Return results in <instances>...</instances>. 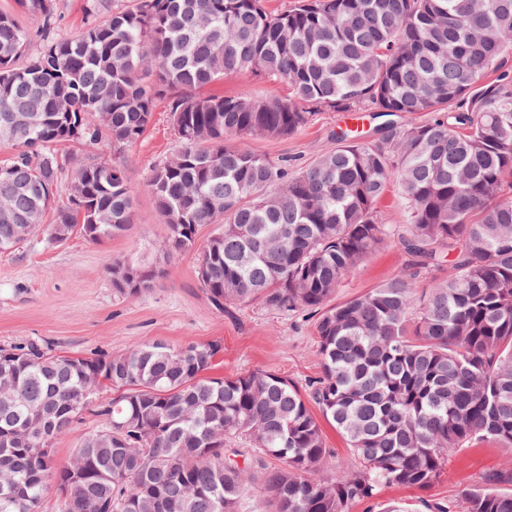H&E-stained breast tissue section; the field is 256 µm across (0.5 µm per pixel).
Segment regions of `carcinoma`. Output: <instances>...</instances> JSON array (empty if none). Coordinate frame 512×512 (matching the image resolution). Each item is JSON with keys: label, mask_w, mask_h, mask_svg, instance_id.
<instances>
[{"label": "carcinoma", "mask_w": 512, "mask_h": 512, "mask_svg": "<svg viewBox=\"0 0 512 512\" xmlns=\"http://www.w3.org/2000/svg\"><path fill=\"white\" fill-rule=\"evenodd\" d=\"M33 30L0 10V253L43 224L52 192L80 185L54 238L99 241L133 223L121 164L66 170L58 146L139 140L170 100L177 151L144 183L173 252L197 246L199 281L224 309L259 301L316 314L321 374L297 385L256 370L209 377L220 347L142 344L72 357L32 343L0 347V512H40L46 484L68 485L62 512H239L263 471L274 512H349L382 487L426 489L449 458L485 442L512 450V0H86L87 24L59 38L55 0H19ZM40 50L27 53L33 37ZM283 80L286 100L202 95L238 71ZM375 112L384 134L336 143L296 171L243 145L296 134L310 113ZM430 113L401 124L404 113ZM397 185L409 211L404 273L333 302L336 289L391 238L379 200ZM452 258L425 289L420 270ZM117 291L154 271L118 261ZM114 396L84 398L86 373ZM316 406L358 459L322 470ZM83 412L103 420L71 459L51 448ZM244 437L276 460L227 447ZM465 512H512V469L461 491ZM380 512H454L443 502Z\"/></svg>", "instance_id": "1"}]
</instances>
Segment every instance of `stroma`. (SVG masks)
Returning a JSON list of instances; mask_svg holds the SVG:
<instances>
[{
    "label": "stroma",
    "instance_id": "35a3bbf8",
    "mask_svg": "<svg viewBox=\"0 0 512 512\" xmlns=\"http://www.w3.org/2000/svg\"><path fill=\"white\" fill-rule=\"evenodd\" d=\"M211 90L256 99H282L288 94L285 83L247 71L226 75ZM353 123L345 113L319 111L294 135L251 137L245 145L296 170L331 146L338 129ZM354 124L364 137H377L378 125L371 113H363ZM176 145L169 102L162 99L143 136L122 151L89 145L64 148L67 167L108 160L132 172L134 222L124 234L97 242L77 233L62 243L52 241L50 224L67 202L65 191H57L40 231L0 254V346L34 340L49 344L59 355L87 357L101 352L118 355L158 341L170 345L188 340L214 342L220 350L210 376L262 369L304 384L321 371L313 313L273 310L257 303L236 306L230 313L217 310L200 286L197 252L174 253L166 247V226L143 183L152 166L170 156ZM123 259L154 270L157 277L152 288L135 296L116 292L112 265ZM407 260L398 239L390 238L344 279L336 301L394 277ZM510 468L511 450L483 443L453 456L429 488L386 487L376 500L355 504L351 512H377L380 504L391 501H454L483 473Z\"/></svg>",
    "mask_w": 512,
    "mask_h": 512
}]
</instances>
